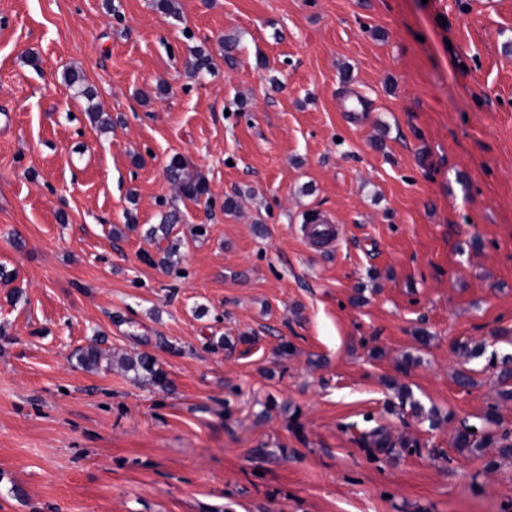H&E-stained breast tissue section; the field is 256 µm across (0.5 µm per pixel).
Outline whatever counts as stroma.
<instances>
[{
	"instance_id": "1",
	"label": "stroma",
	"mask_w": 512,
	"mask_h": 512,
	"mask_svg": "<svg viewBox=\"0 0 512 512\" xmlns=\"http://www.w3.org/2000/svg\"><path fill=\"white\" fill-rule=\"evenodd\" d=\"M173 2L0 0V512H512V0ZM167 177L176 185L179 192L191 200H199L207 192L206 186L185 172L181 160H173L166 169ZM121 365L126 372H133L135 379H142L152 386L165 388L168 384L166 373L157 367L156 360L146 352L124 358Z\"/></svg>"
}]
</instances>
